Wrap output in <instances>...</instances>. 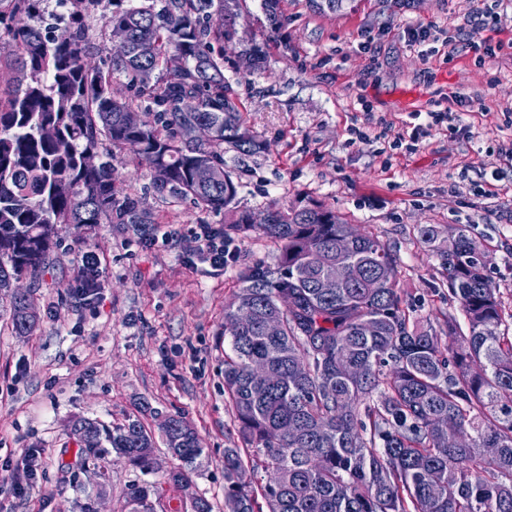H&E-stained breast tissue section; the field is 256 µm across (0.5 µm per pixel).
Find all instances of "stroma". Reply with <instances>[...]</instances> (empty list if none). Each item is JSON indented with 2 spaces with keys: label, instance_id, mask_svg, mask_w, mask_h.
Returning a JSON list of instances; mask_svg holds the SVG:
<instances>
[{
  "label": "stroma",
  "instance_id": "1",
  "mask_svg": "<svg viewBox=\"0 0 512 512\" xmlns=\"http://www.w3.org/2000/svg\"><path fill=\"white\" fill-rule=\"evenodd\" d=\"M487 10L490 25L460 42L468 18ZM419 25L431 37L418 48L405 29ZM224 26L233 32L224 75L244 125L267 143L251 155L224 151L240 207L319 203L373 227L397 259L406 302L440 334L459 312L436 253L452 230L465 228L512 295V0H343L333 13L280 0L274 23L262 0H238ZM255 43L264 66L239 65L235 53ZM416 112L462 120L414 141ZM113 165L117 190L177 234L145 250L127 224L57 225L46 271L21 280L37 308L32 333L15 335L0 310V512H130L132 489L147 481L173 510L202 496L224 512V451L237 442L224 399V312L239 271L276 263L278 245L238 237L236 262L213 273L193 256V233L224 214L153 191L131 149ZM429 224L432 245L419 234ZM87 250L102 260L91 305L72 293ZM133 415L155 434L170 415L196 430L205 453L187 485L170 480L167 448L145 475L112 454L93 459L70 432L80 416L119 425ZM33 453L34 486L16 497Z\"/></svg>",
  "mask_w": 512,
  "mask_h": 512
}]
</instances>
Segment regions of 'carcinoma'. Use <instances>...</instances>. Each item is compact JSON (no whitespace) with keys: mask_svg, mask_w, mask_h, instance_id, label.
I'll return each mask as SVG.
<instances>
[{"mask_svg":"<svg viewBox=\"0 0 512 512\" xmlns=\"http://www.w3.org/2000/svg\"><path fill=\"white\" fill-rule=\"evenodd\" d=\"M43 0H0V291L44 268L58 224H146L132 196L112 192L113 150L130 147L153 174L155 192L224 212V239L251 230L280 248L273 266L239 273L241 287L224 314V395L238 422V442L224 449V512H512V306L488 274L485 251L465 233L440 253L448 291L466 321L448 316L450 355L437 332L404 304L397 261L372 231H360L317 204L236 206L238 184L224 168V145L243 155L265 144L243 126L224 77V13L236 0H107L109 28L132 44L151 40L154 58L135 49L89 69L85 11L100 0H68L69 21L50 36L16 24ZM123 76L132 96L112 94ZM146 105L138 127L125 113ZM207 122L213 139L198 145L187 126ZM215 174L200 185L195 170ZM67 181L71 193L56 192ZM347 269L334 288L320 280ZM30 296L15 293L16 334ZM255 318L232 327L231 315ZM281 323L277 336L264 323ZM263 363L268 376L251 372ZM163 444L182 462L171 475L188 483L204 448L181 417H169ZM77 435L151 472L156 442L135 417L110 426L78 419ZM266 481L247 488V466ZM265 506H260L258 499ZM130 512H156L157 487L130 493Z\"/></svg>","mask_w":512,"mask_h":512,"instance_id":"carcinoma-1","label":"carcinoma"}]
</instances>
